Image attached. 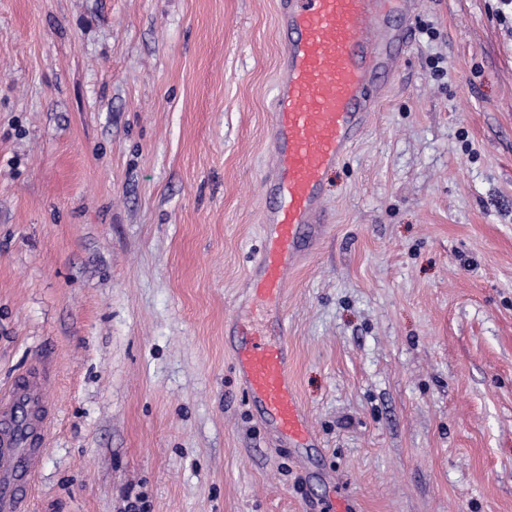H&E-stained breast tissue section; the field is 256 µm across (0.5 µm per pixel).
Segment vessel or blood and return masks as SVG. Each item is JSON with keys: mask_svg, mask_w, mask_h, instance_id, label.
<instances>
[{"mask_svg": "<svg viewBox=\"0 0 512 512\" xmlns=\"http://www.w3.org/2000/svg\"><path fill=\"white\" fill-rule=\"evenodd\" d=\"M413 0H278L282 34L271 112L264 244L250 278L253 299L279 304L289 269L331 224L325 190L364 133L412 43ZM233 353L241 388L267 425L295 447L312 433L295 393L288 346L248 317ZM42 364L0 395V512H21L55 410Z\"/></svg>", "mask_w": 512, "mask_h": 512, "instance_id": "b4317fda", "label": "vessel or blood"}]
</instances>
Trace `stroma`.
<instances>
[{
    "label": "stroma",
    "instance_id": "obj_1",
    "mask_svg": "<svg viewBox=\"0 0 512 512\" xmlns=\"http://www.w3.org/2000/svg\"><path fill=\"white\" fill-rule=\"evenodd\" d=\"M277 0H0V391L56 409L24 512H512V25L416 0L279 313L312 430L229 329L262 246ZM255 323L253 316L237 322L246 338L234 350L233 364L241 388L259 409L267 427L288 439L295 448H306L312 438L304 406L295 393L288 360V345L269 334L267 319Z\"/></svg>",
    "mask_w": 512,
    "mask_h": 512
}]
</instances>
